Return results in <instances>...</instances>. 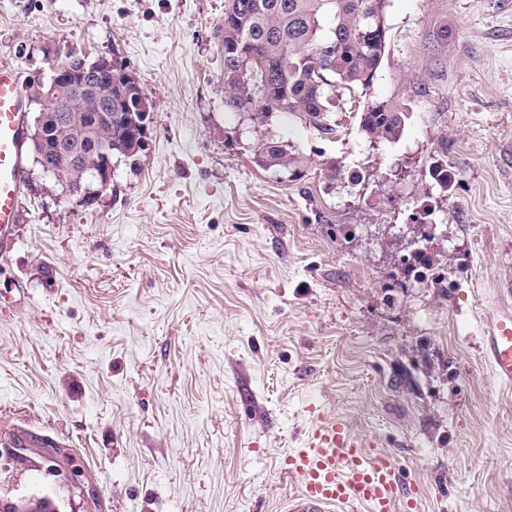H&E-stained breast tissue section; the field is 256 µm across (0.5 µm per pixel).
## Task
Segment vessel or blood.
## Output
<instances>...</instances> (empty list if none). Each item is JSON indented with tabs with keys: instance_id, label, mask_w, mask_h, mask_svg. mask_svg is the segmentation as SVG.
Here are the masks:
<instances>
[{
	"instance_id": "b4317fda",
	"label": "vessel or blood",
	"mask_w": 512,
	"mask_h": 512,
	"mask_svg": "<svg viewBox=\"0 0 512 512\" xmlns=\"http://www.w3.org/2000/svg\"><path fill=\"white\" fill-rule=\"evenodd\" d=\"M26 102L20 76L0 69V240L10 239L23 186ZM482 353L504 388L512 387V304L501 306L482 331ZM285 475L298 483L288 512H332L351 505L366 512H397L403 485L385 458L360 447L345 423L332 419L310 428L303 448L289 452Z\"/></svg>"
}]
</instances>
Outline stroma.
<instances>
[{"label":"stroma","instance_id":"35a3bbf8","mask_svg":"<svg viewBox=\"0 0 512 512\" xmlns=\"http://www.w3.org/2000/svg\"><path fill=\"white\" fill-rule=\"evenodd\" d=\"M373 144L275 114L301 178L224 109V0H0L22 83L70 51L123 61L150 107L140 167L93 204L23 153L0 247V512H284L319 417L396 466L399 512H512V389L481 353L512 299V0H387ZM339 163L328 184L323 162ZM448 169L447 185L433 177ZM428 238L444 284L404 278ZM406 287H398L399 279ZM69 449L85 498L45 455ZM256 163L264 168H276L277 171L288 173L289 177H298L303 158L283 141L273 138H260L254 146Z\"/></svg>","mask_w":512,"mask_h":512}]
</instances>
